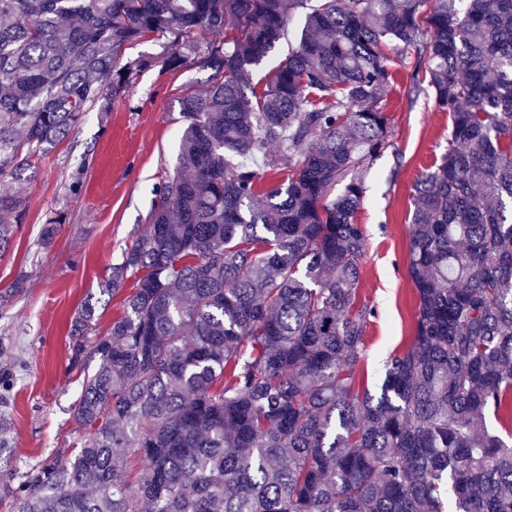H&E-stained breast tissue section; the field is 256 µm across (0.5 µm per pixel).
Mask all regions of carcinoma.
<instances>
[{
    "instance_id": "cac0c4a2",
    "label": "carcinoma",
    "mask_w": 512,
    "mask_h": 512,
    "mask_svg": "<svg viewBox=\"0 0 512 512\" xmlns=\"http://www.w3.org/2000/svg\"><path fill=\"white\" fill-rule=\"evenodd\" d=\"M388 45L451 129L414 185L415 336L373 394L356 173L389 137ZM191 62L210 74L180 98L179 173L101 288L122 313L93 343V299L72 321L85 435L0 507L512 512V435L485 426L512 410V0H0V181ZM260 164L281 180L259 188ZM27 210L0 188V256Z\"/></svg>"
}]
</instances>
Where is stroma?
Segmentation results:
<instances>
[{"label":"stroma","instance_id":"obj_1","mask_svg":"<svg viewBox=\"0 0 512 512\" xmlns=\"http://www.w3.org/2000/svg\"><path fill=\"white\" fill-rule=\"evenodd\" d=\"M415 64L398 56L390 62L392 128L356 215L366 235L359 297L375 311L357 372L373 393L388 360L406 351L415 334L417 293L408 273L413 185L439 160L450 129L429 89L410 92ZM207 77L192 63L173 75L145 73L133 94L108 114L89 113L75 136L36 159L34 180L15 186L27 218L0 257V377L13 381L6 411L14 466L47 455L68 458L83 435L73 418L81 379L69 367L71 319L147 227L157 190L177 167L180 97ZM55 212L66 222L46 244L42 228Z\"/></svg>","mask_w":512,"mask_h":512}]
</instances>
